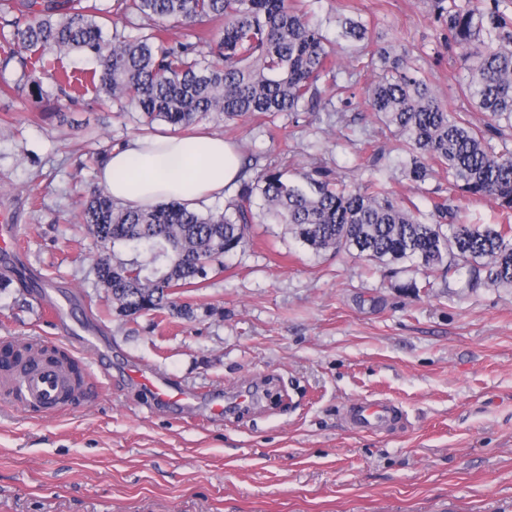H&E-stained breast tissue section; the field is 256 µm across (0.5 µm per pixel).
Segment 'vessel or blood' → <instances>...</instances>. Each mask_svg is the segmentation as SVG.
I'll return each mask as SVG.
<instances>
[{
  "label": "vessel or blood",
  "instance_id": "obj_1",
  "mask_svg": "<svg viewBox=\"0 0 512 512\" xmlns=\"http://www.w3.org/2000/svg\"><path fill=\"white\" fill-rule=\"evenodd\" d=\"M143 382L158 400L176 403L186 397L184 390L162 378L149 375ZM80 390L70 359H57L34 349L22 351L19 357L0 363V392L46 414L65 410ZM397 416V407L390 403L365 400L352 408L353 420L362 431L378 430Z\"/></svg>",
  "mask_w": 512,
  "mask_h": 512
}]
</instances>
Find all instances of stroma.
<instances>
[{
  "label": "stroma",
  "mask_w": 512,
  "mask_h": 512,
  "mask_svg": "<svg viewBox=\"0 0 512 512\" xmlns=\"http://www.w3.org/2000/svg\"><path fill=\"white\" fill-rule=\"evenodd\" d=\"M299 4L342 50L338 85H321L314 111L271 124L214 113L191 134L234 142L291 181L318 166L348 183L375 177L430 214L445 175L405 177V154L364 101L376 74L354 62L338 19L408 49L442 100L483 123L454 97L458 56L440 50L446 28L431 0ZM45 62L48 73L74 72L70 96L47 73L35 98L19 60L0 63L10 87L0 94V216L24 225L21 268L33 281L0 279V345L65 350L42 306L49 291L109 362L87 357L82 391L51 417L0 395V512H512V288L471 287L464 268L318 253L285 225L256 224L245 252L179 294L193 318L121 315L97 283L79 198L98 184L99 153L171 127L101 100L85 56ZM368 148L382 155L372 173ZM412 278L424 284L415 295L402 287ZM142 373L188 400H154ZM377 398L399 406L398 420L356 429L349 406ZM215 403L227 412L213 415Z\"/></svg>",
  "instance_id": "35a3bbf8"
}]
</instances>
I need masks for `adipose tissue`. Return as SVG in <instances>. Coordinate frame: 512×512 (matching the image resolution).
<instances>
[{"instance_id": "adipose-tissue-1", "label": "adipose tissue", "mask_w": 512, "mask_h": 512, "mask_svg": "<svg viewBox=\"0 0 512 512\" xmlns=\"http://www.w3.org/2000/svg\"><path fill=\"white\" fill-rule=\"evenodd\" d=\"M239 167L236 146L223 138H205L200 151L189 154L181 138L153 134L113 149L99 179L121 206L148 209L177 200L192 208L223 195L235 184Z\"/></svg>"}]
</instances>
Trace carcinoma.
<instances>
[{
    "label": "carcinoma",
    "mask_w": 512,
    "mask_h": 512,
    "mask_svg": "<svg viewBox=\"0 0 512 512\" xmlns=\"http://www.w3.org/2000/svg\"><path fill=\"white\" fill-rule=\"evenodd\" d=\"M15 9L21 16L9 32L0 31V46L92 57L96 92L135 105L150 123L187 127L214 112L229 121L272 120L314 102L319 83L335 85L340 74L335 52L293 0H117L123 14L152 21L136 36L109 26L111 11L97 0H16ZM432 11L448 31L444 50L464 49L458 87L487 114L481 127L437 97L408 53L373 41L363 23L344 20V36L370 44L367 65L380 66L366 101L407 153L408 179L422 183L436 166L448 171V195L434 201L432 222L421 221L411 199L395 197L380 181L351 186L327 169L290 182L278 170L244 163L237 193L219 215L175 200L149 211L122 207L95 192L81 201V220L101 247L98 285L119 312L133 317L168 308L194 316L190 305L169 297L201 287L208 269L223 270L224 257L247 249L257 198L262 221L286 225L316 252L354 253L385 266L415 260L426 270L466 267L474 287L512 286V14L504 0H432ZM210 21L221 25L205 40L208 55L169 44L171 28ZM458 197L492 200L503 223H467L454 204ZM118 243L148 253V260L117 258L111 247Z\"/></svg>",
    "instance_id": "obj_1"
}]
</instances>
